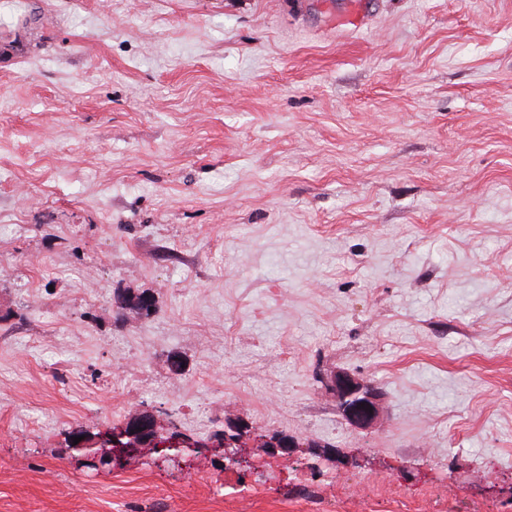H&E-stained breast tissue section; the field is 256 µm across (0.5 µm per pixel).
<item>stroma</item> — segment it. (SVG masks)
<instances>
[{
  "mask_svg": "<svg viewBox=\"0 0 512 512\" xmlns=\"http://www.w3.org/2000/svg\"><path fill=\"white\" fill-rule=\"evenodd\" d=\"M367 3L0 0V512H512V0ZM336 395L342 411L352 420L363 424L374 416L376 395L366 383L350 377H338ZM369 409H372V412H369ZM139 428H142V431H139ZM161 442L153 426L141 425L133 430L112 432V437L99 439L92 443L82 439L78 442V446L98 448L93 452L94 463L103 466L112 464V460H116L119 455L129 452L133 448H154Z\"/></svg>",
  "mask_w": 512,
  "mask_h": 512,
  "instance_id": "obj_1",
  "label": "stroma"
}]
</instances>
